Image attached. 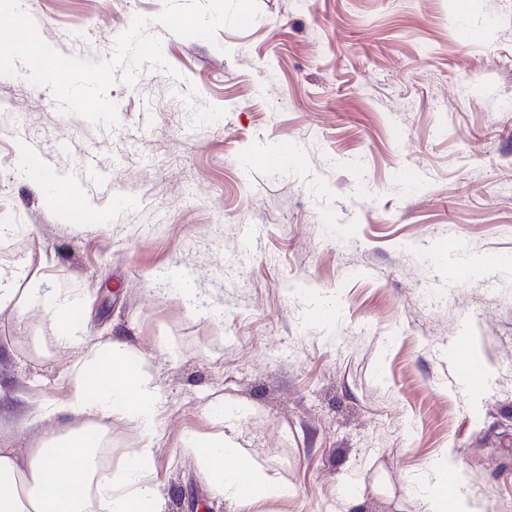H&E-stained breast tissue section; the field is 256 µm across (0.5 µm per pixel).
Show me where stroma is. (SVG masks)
<instances>
[{
    "mask_svg": "<svg viewBox=\"0 0 512 512\" xmlns=\"http://www.w3.org/2000/svg\"><path fill=\"white\" fill-rule=\"evenodd\" d=\"M67 86L0 67V265L85 301L166 392V512H240L183 448L239 407L288 498L262 512H425L449 459L512 507V0H21ZM296 148L267 167L259 155ZM41 158L28 179L21 153ZM75 182L91 213H58ZM454 252L442 251L443 243ZM496 264H487V256ZM486 367L457 381L455 336ZM75 351L0 313V415L64 398ZM112 418L108 460L145 442ZM355 485L347 500L343 488Z\"/></svg>",
    "mask_w": 512,
    "mask_h": 512,
    "instance_id": "35a3bbf8",
    "label": "stroma"
}]
</instances>
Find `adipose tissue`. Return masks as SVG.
I'll return each mask as SVG.
<instances>
[{"mask_svg": "<svg viewBox=\"0 0 512 512\" xmlns=\"http://www.w3.org/2000/svg\"><path fill=\"white\" fill-rule=\"evenodd\" d=\"M32 299L50 315L55 340L80 358L71 375L70 392L59 401H32L29 416L55 423L69 417L78 429H55L38 446L19 451L0 448V512H164V502L149 475L154 465L151 445L127 455L106 482H95L93 457L104 447L112 417H134L146 437L156 431V417L166 394L146 359L130 342L95 338L84 325L79 299L55 288H36ZM222 432L186 433L182 438L213 488L245 508L286 498L287 485L268 473L242 448L235 434L236 408L213 401L208 405ZM429 512H474L468 489L456 466L443 461L433 481L421 487Z\"/></svg>", "mask_w": 512, "mask_h": 512, "instance_id": "obj_1", "label": "adipose tissue"}]
</instances>
